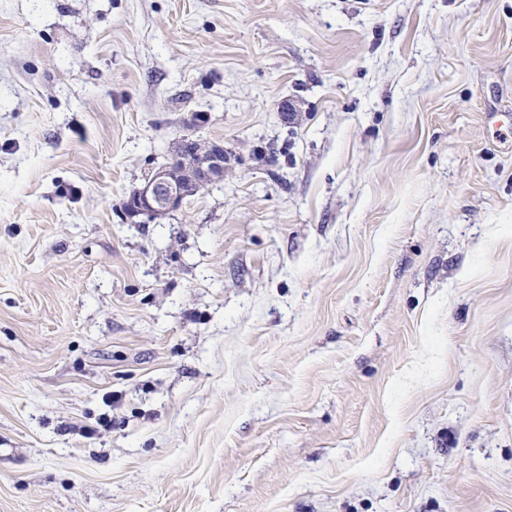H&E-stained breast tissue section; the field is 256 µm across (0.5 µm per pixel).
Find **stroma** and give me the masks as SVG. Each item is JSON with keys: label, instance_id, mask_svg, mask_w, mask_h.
Returning <instances> with one entry per match:
<instances>
[{"label": "stroma", "instance_id": "obj_1", "mask_svg": "<svg viewBox=\"0 0 512 512\" xmlns=\"http://www.w3.org/2000/svg\"><path fill=\"white\" fill-rule=\"evenodd\" d=\"M0 512H512V0H0ZM180 147L186 156L188 180H179L167 167L160 168L141 187L124 200L127 220L135 224L151 221L157 213L179 210L192 192L224 179V146L200 143L184 136Z\"/></svg>", "mask_w": 512, "mask_h": 512}]
</instances>
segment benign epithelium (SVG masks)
I'll return each instance as SVG.
<instances>
[{
	"label": "benign epithelium",
	"instance_id": "7a95c632",
	"mask_svg": "<svg viewBox=\"0 0 512 512\" xmlns=\"http://www.w3.org/2000/svg\"><path fill=\"white\" fill-rule=\"evenodd\" d=\"M180 147L186 156L188 180L178 179L166 167L157 170L143 187L124 200L126 219L140 224L157 213H171L180 209L191 193L224 180L223 145L200 143L185 136Z\"/></svg>",
	"mask_w": 512,
	"mask_h": 512
}]
</instances>
